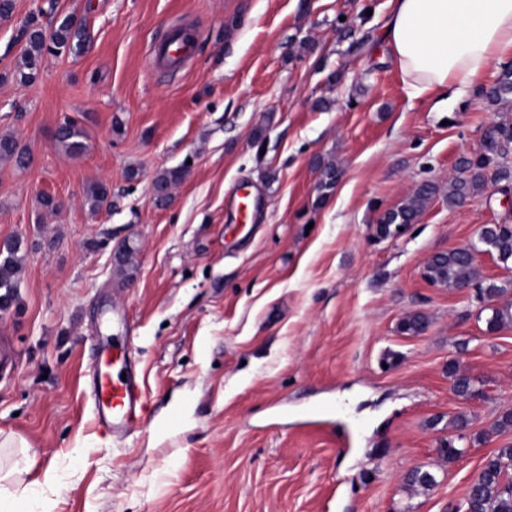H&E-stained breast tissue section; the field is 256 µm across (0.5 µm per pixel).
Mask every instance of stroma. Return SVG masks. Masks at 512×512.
I'll use <instances>...</instances> for the list:
<instances>
[{
	"instance_id": "35a3bbf8",
	"label": "stroma",
	"mask_w": 512,
	"mask_h": 512,
	"mask_svg": "<svg viewBox=\"0 0 512 512\" xmlns=\"http://www.w3.org/2000/svg\"><path fill=\"white\" fill-rule=\"evenodd\" d=\"M69 14L88 44L16 80L28 19L49 31ZM387 14V0H14L0 134L31 162H0V244L27 247L0 318V435L25 445L0 458V488L49 497L51 512H448L512 443L441 462L456 416L477 434L512 408V327L488 333L475 289L423 276L431 255L512 223V182L448 204L459 160L512 123V104L411 97ZM182 25L191 59L151 66L150 47ZM68 118L88 135L79 157L53 139ZM176 167L182 182L155 206V177ZM95 181L112 207L85 205ZM425 182L438 190L416 222L381 237L382 214ZM125 245L129 280L113 260ZM414 311L428 329L401 333ZM122 335L147 400L140 428L116 438L96 421L88 367ZM452 363L481 397L454 393ZM49 467L61 482L45 493L33 480ZM416 467L437 478L428 494L404 488Z\"/></svg>"
}]
</instances>
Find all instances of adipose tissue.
Segmentation results:
<instances>
[{
  "label": "adipose tissue",
  "mask_w": 512,
  "mask_h": 512,
  "mask_svg": "<svg viewBox=\"0 0 512 512\" xmlns=\"http://www.w3.org/2000/svg\"><path fill=\"white\" fill-rule=\"evenodd\" d=\"M384 38L412 96L477 92L512 49V0H389Z\"/></svg>",
  "instance_id": "1"
}]
</instances>
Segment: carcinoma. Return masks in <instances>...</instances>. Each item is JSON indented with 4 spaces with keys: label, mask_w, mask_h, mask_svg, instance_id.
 Listing matches in <instances>:
<instances>
[{
    "label": "carcinoma",
    "mask_w": 512,
    "mask_h": 512,
    "mask_svg": "<svg viewBox=\"0 0 512 512\" xmlns=\"http://www.w3.org/2000/svg\"><path fill=\"white\" fill-rule=\"evenodd\" d=\"M88 33L85 25L72 15L56 21L51 33L40 24L28 22L24 29L26 48L15 64V72L23 81L34 79L39 63L46 53L60 55L80 48L85 44ZM485 100L492 104L512 100V64L503 68L494 84L484 92ZM85 129L74 120L64 121L55 131L54 140L69 156H81L88 149ZM512 144V124L497 123L488 126L482 135L481 148L477 155L460 161L459 176L448 184V203L457 205L483 192L488 184V171L493 169L499 181L512 179V170L503 160ZM29 156L24 147L10 134L0 135V161L12 162L23 168ZM184 170L173 168L157 175L154 187L163 192L155 204L164 205L171 199V188L182 181ZM432 183L420 185L400 206L384 213L379 221V233L388 237L398 226L413 223L422 213L425 205L436 193ZM86 201L91 208L112 206V195L107 184L95 182L86 189ZM477 251L489 252L496 256L503 268L512 271V224H487L474 241ZM25 257L20 239H13L0 245V311H8L17 302L18 274ZM115 267L126 278L132 277V250L124 246L118 252ZM424 277L434 285L448 289H460L477 285L483 303L491 311L486 320V329L496 333L512 325V277L501 281L480 279L475 259L461 248L433 255L424 268ZM429 327V318L417 312L404 317L400 331L409 335L423 333ZM448 377L457 396L471 398L480 389L475 380L460 372L455 364H448ZM453 434L440 440L439 456L452 463L463 454L458 442L467 436L468 421L459 417L452 423ZM512 431V408L504 410L491 429L474 437L479 443L490 437ZM406 487L411 491L428 492L437 486L435 475L420 467L410 470L404 477ZM454 512H512V445H505L487 456L481 469L471 482L462 502Z\"/></svg>",
    "instance_id": "1"
}]
</instances>
